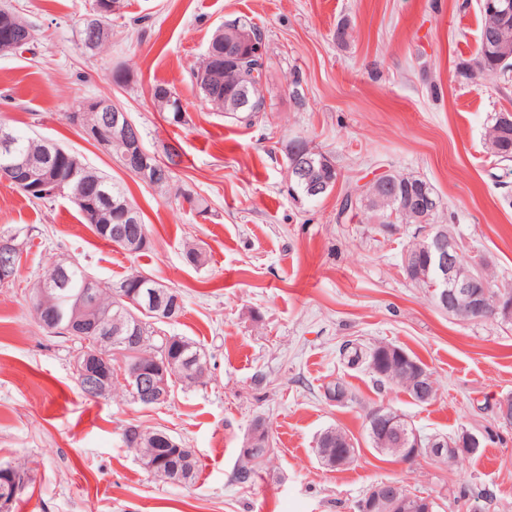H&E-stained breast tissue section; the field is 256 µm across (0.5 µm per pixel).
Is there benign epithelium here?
<instances>
[{
	"instance_id": "obj_1",
	"label": "benign epithelium",
	"mask_w": 512,
	"mask_h": 512,
	"mask_svg": "<svg viewBox=\"0 0 512 512\" xmlns=\"http://www.w3.org/2000/svg\"><path fill=\"white\" fill-rule=\"evenodd\" d=\"M480 4L486 15L494 21L500 20L512 9V0H480ZM81 109L109 113L107 125L93 128L84 126L81 131L107 150L112 146V140L123 141L125 157L133 163V173L141 182L153 183L162 163L156 155L143 148L141 138L127 113L107 98L86 101ZM0 152L11 156V162L0 168V179L5 182L28 184L32 189H47L59 181L55 168L34 164L17 156L14 153L13 134L3 129L0 130ZM287 164L289 178L305 184L310 194L321 196L334 191L336 183L325 173L326 161L317 160L304 152L290 155ZM399 182L397 174L386 173L378 178L377 186L386 201L406 207L424 223L419 249L404 253L403 261L404 265L412 269L414 278L428 283L436 306L450 315L469 321L486 317H512V292L502 289L495 294L491 293L482 278V265L476 262L462 265L458 262V237L426 223L438 208V200L425 190L417 197H402L398 194ZM97 287V281L89 277L82 290L65 297L68 318L66 325L60 328V332L67 336H96L95 350H85L75 360L84 388L95 397L105 395L110 390L107 354L112 352V346L130 344L139 348L143 343L138 328H128L127 334L123 336L120 329L112 328V318L108 313L96 311ZM169 296L170 292L160 287L152 293L153 314L163 321L173 318L176 305L179 304V299L171 300ZM123 367L126 373L123 382L133 392L137 402L149 406L168 401L171 394V363L165 360L147 365L135 360L123 363ZM259 443H268L267 428L262 419L256 420L250 427L242 453L250 454L251 448ZM482 447L480 437L468 431L447 443L436 437L427 439L417 429L406 428L397 439L396 458L400 462H410L420 457L442 462L452 452L458 456H471ZM397 507L406 508V512H414L418 504L411 498H398L396 484H375L360 503V512H395Z\"/></svg>"
}]
</instances>
